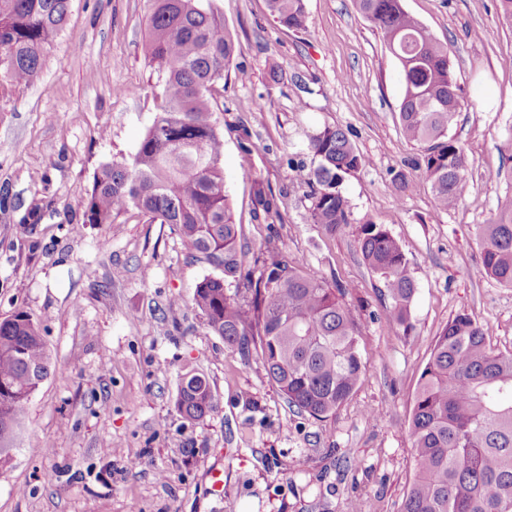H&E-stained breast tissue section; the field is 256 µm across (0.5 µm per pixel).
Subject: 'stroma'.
<instances>
[{"instance_id":"obj_1","label":"stroma","mask_w":512,"mask_h":512,"mask_svg":"<svg viewBox=\"0 0 512 512\" xmlns=\"http://www.w3.org/2000/svg\"><path fill=\"white\" fill-rule=\"evenodd\" d=\"M445 42L463 108L450 134L464 148L468 191L437 209L423 146L399 127V64L353 0H306L294 32L266 0H217L241 46L216 94L224 178L246 264L276 253L347 284L361 325L363 377L318 420L288 405L257 354L207 331L193 304L214 269L177 229L136 213L84 224L99 167L133 155L156 112L146 56V0H71L36 82L0 96V319L37 320L51 370L25 406L0 468V512H399L412 479V398L434 342L460 312L512 353V288L486 275L476 227L512 199V20L499 0H402ZM344 129L366 167L340 189L351 222L312 223L307 144ZM409 187L395 194L392 176ZM280 218H253L254 191ZM43 218L20 219L31 202ZM400 243L415 280L412 326L389 322L390 299L363 264L361 223ZM205 376L216 408L201 421L176 409L186 373ZM220 472L223 496L211 492Z\"/></svg>"}]
</instances>
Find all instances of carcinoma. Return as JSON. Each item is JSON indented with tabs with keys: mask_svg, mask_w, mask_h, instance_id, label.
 Listing matches in <instances>:
<instances>
[{
	"mask_svg": "<svg viewBox=\"0 0 512 512\" xmlns=\"http://www.w3.org/2000/svg\"><path fill=\"white\" fill-rule=\"evenodd\" d=\"M71 0H0V95L32 83L66 20ZM147 56L158 73L157 113L136 152L95 172L82 203L85 224H110L131 209L173 224L183 245L219 276L196 287L206 329L243 354L255 350L288 404L326 418L352 396L363 375L361 328L346 287L272 255L259 277L245 265L241 225L224 189V135L210 88L224 80L240 45L215 0H147ZM400 64L404 138L425 145L423 173L438 209L467 190V155L448 135L462 106L448 46L433 39L401 0H354ZM283 27L303 30L306 0H267ZM311 221L334 235L351 223L344 177L368 165L346 132L327 126L308 141ZM279 216L275 196L254 194V217ZM482 264L512 287V200L476 227ZM363 263L390 298L387 320L411 327L415 282L399 242L367 219L358 233ZM488 328L459 313L435 340L413 396L414 474L400 512H512V354L495 351ZM41 327L26 311L0 320V465L10 460L25 404L49 375ZM176 408L200 420L215 408L207 379L187 373Z\"/></svg>",
	"mask_w": 512,
	"mask_h": 512,
	"instance_id": "cac0c4a2",
	"label": "carcinoma"
}]
</instances>
